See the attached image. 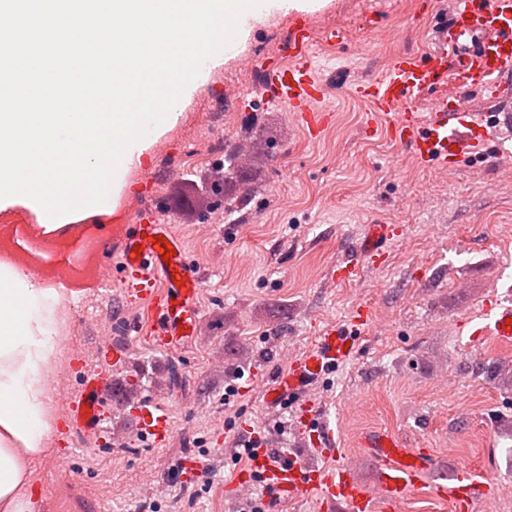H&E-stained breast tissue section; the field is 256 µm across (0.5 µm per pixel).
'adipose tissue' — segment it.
<instances>
[{
	"label": "adipose tissue",
	"instance_id": "1",
	"mask_svg": "<svg viewBox=\"0 0 512 512\" xmlns=\"http://www.w3.org/2000/svg\"><path fill=\"white\" fill-rule=\"evenodd\" d=\"M63 289L0 261V512H39L36 472L59 421L48 372L61 348Z\"/></svg>",
	"mask_w": 512,
	"mask_h": 512
}]
</instances>
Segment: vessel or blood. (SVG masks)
Wrapping results in <instances>:
<instances>
[{"instance_id":"vessel-or-blood-1","label":"vessel or blood","mask_w":512,"mask_h":512,"mask_svg":"<svg viewBox=\"0 0 512 512\" xmlns=\"http://www.w3.org/2000/svg\"><path fill=\"white\" fill-rule=\"evenodd\" d=\"M312 32L311 25L293 22L282 48L284 63L262 64L258 89L267 93L272 103L287 107L314 137L327 125L330 108L328 87L315 73ZM435 45L424 60L395 54L382 74L365 83L364 92L375 114L390 115L392 139L407 148L417 163L441 173L463 159L484 155L497 146L500 129L512 128V0H454L450 17L436 28ZM450 85L457 89V102H449L443 95L435 99L430 111L411 110L417 96ZM474 93L485 96L478 111L462 104ZM394 235L392 225H369L361 256L374 264L380 262ZM165 242L174 249L167 261L160 254ZM119 252L123 296L147 307L145 322L135 328L137 337L160 349L184 348L197 334L204 276L189 260L182 238L170 225L137 223L123 237ZM369 316V311L359 309L345 324L329 325L316 346L281 374L270 400L306 390L311 382L346 361ZM477 333L512 345L511 292L497 298ZM129 355V348L113 345L111 339L99 344L100 359L111 362L113 368L126 367ZM85 381V388L69 406L70 422L79 432L98 426L104 403L121 398L111 376L89 373ZM133 410L141 438L153 446L170 441L174 429L165 406L140 402ZM299 432L309 437V447L279 457L257 449L250 469L262 475L274 495L288 499L319 494L323 512H336L340 505L347 512H374L380 502L390 512H398L407 493L425 483L433 466L426 449L412 447L393 432L368 431L359 444L373 456L376 476L367 483L348 465L322 466V459L336 451L335 430L328 420L304 411ZM489 492L487 476L465 464L452 484L436 490L437 496L450 499L454 512H475Z\"/></svg>"}]
</instances>
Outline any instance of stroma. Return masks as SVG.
<instances>
[{"label":"stroma","instance_id":"35a3bbf8","mask_svg":"<svg viewBox=\"0 0 512 512\" xmlns=\"http://www.w3.org/2000/svg\"><path fill=\"white\" fill-rule=\"evenodd\" d=\"M451 9L450 0H328L307 14L313 28L344 35L314 47L333 109L317 139L307 138L287 107L255 92L254 65L281 60L292 13L254 24L178 122L153 139L112 213L93 221L109 225L105 248L114 253L146 197L162 198L158 220L183 238L204 275L194 340L177 352L132 342L130 365L112 374L122 386L142 382L140 396L167 407L174 434L168 446L148 445L120 403L108 408L100 434L69 430V404L100 340L123 343L117 318L143 315L141 305L120 300L118 266L72 282L66 313L73 349L53 367L57 453L38 473L48 512H240L234 484L248 462L237 457L238 446L257 434L273 448L297 447L298 409L308 401L337 426L327 466L349 462L371 479L375 461L358 446L366 430L397 432L432 454L426 485L400 512H451L431 488L452 483L466 462L494 485H512V346L473 335L498 290L512 287V177L492 154L445 175L419 167L381 135L385 119L357 91L394 54L427 55L435 23ZM263 127L271 134L242 209L225 214L220 194L206 211L175 207L186 186L210 188L225 152ZM1 221L20 225L15 245L30 251L38 215L18 206L0 211ZM375 221L396 228L387 263L364 267L350 282L334 280L333 266L358 259ZM64 241L48 259L30 251V269L73 264L83 229ZM359 307L372 321L352 356L304 393L269 403L266 393L287 364ZM171 362L183 375L177 387L168 384ZM186 462L202 465L204 479H187ZM156 483L166 487L164 496L151 493Z\"/></svg>","mask_w":512,"mask_h":512}]
</instances>
